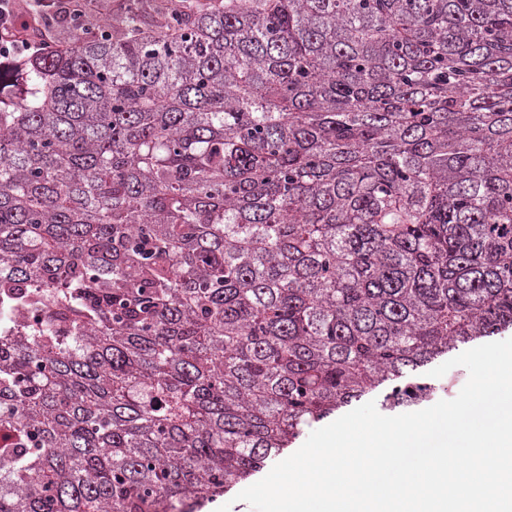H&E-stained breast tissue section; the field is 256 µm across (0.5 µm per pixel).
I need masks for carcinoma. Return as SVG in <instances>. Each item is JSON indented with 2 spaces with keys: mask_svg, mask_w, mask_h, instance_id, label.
<instances>
[{
  "mask_svg": "<svg viewBox=\"0 0 512 512\" xmlns=\"http://www.w3.org/2000/svg\"><path fill=\"white\" fill-rule=\"evenodd\" d=\"M509 327L512 0H124L0 60V512H198ZM510 338H512V329L509 328L495 336H492L489 338H484L479 341L471 342L468 344L460 345L458 350H453L452 352L448 353V355H444L442 357L437 358L432 363H429L426 366L419 368L416 372L411 374L409 376L410 379L418 377L420 379H424L428 383H432L437 386H446L449 389L448 395H437L434 398H432L429 402H427L424 406L420 407L419 409L396 410L394 412L381 410L380 401L383 400V396L386 392L385 388H383V387H380V388L372 391L371 393L363 396L360 400L353 401L349 406L342 408L338 413H336V415L331 416L330 418L326 419L322 423L317 424V425L313 426L312 428L307 429L305 431V434L300 438L299 442L295 445V448H288L287 450L284 451V453L282 455L277 457L272 462L268 463V465L263 470H261L260 472L256 473L252 477H250V479L243 486L236 488V489L232 490L231 492H229L224 497V505L231 502L242 490H244L248 486H250V485L256 483L257 481L261 480L262 478H264L270 472V470L276 463L284 460L285 458H287L290 455H292L293 453H295L304 444V442L308 438L309 434L313 430L319 429L321 427H324V426L332 423L333 421H335L339 417L343 416L344 414L350 412L351 410H353L369 401H372V400L375 401L376 408L379 413L386 415V416H395V415H399V414H403V413L415 412V411L426 409L428 407L433 406L434 404H436L437 402H439L441 400L454 399L459 394L462 387L465 385V383L468 380V372L464 367H461V366L454 367V368L450 369L444 376H442L440 378H434V377L428 376L427 373L430 370L434 369L435 367L456 357L457 355L461 354L462 352H464L466 350L480 346L482 344L495 342V341H502V340H506V339H510Z\"/></svg>",
  "mask_w": 512,
  "mask_h": 512,
  "instance_id": "1",
  "label": "carcinoma"
}]
</instances>
